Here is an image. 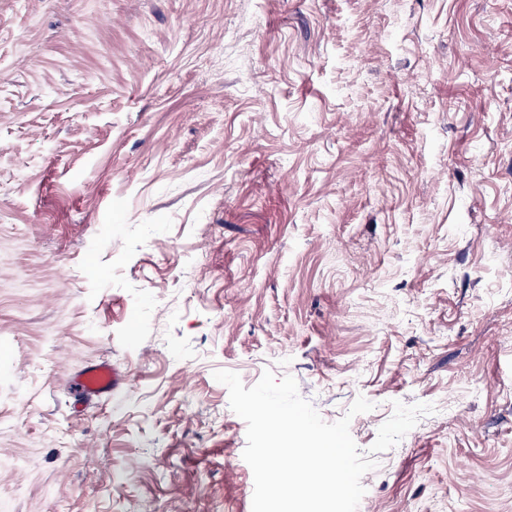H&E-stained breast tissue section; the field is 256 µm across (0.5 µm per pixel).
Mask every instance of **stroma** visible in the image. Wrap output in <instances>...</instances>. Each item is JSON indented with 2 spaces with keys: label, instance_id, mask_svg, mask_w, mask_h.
Listing matches in <instances>:
<instances>
[{
  "label": "stroma",
  "instance_id": "stroma-1",
  "mask_svg": "<svg viewBox=\"0 0 512 512\" xmlns=\"http://www.w3.org/2000/svg\"><path fill=\"white\" fill-rule=\"evenodd\" d=\"M269 368L433 405L358 512H512V0H0V512H252ZM120 383L121 374L110 361L89 365L74 378V386L86 399L99 398L109 394Z\"/></svg>",
  "mask_w": 512,
  "mask_h": 512
}]
</instances>
